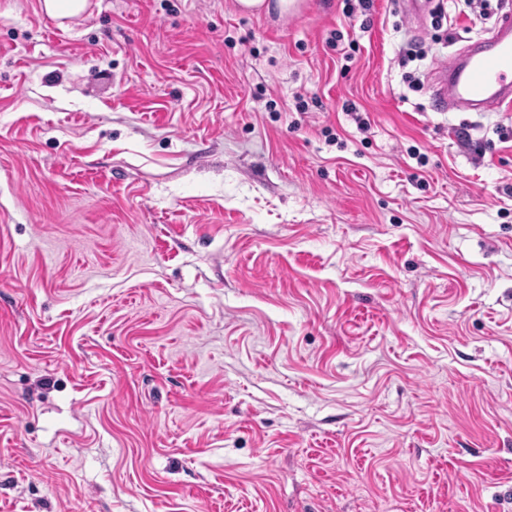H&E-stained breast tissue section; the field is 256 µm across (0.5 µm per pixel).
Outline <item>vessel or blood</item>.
<instances>
[{"mask_svg": "<svg viewBox=\"0 0 512 512\" xmlns=\"http://www.w3.org/2000/svg\"><path fill=\"white\" fill-rule=\"evenodd\" d=\"M437 106L488 112L512 105V14L497 19L492 34L465 46L431 77Z\"/></svg>", "mask_w": 512, "mask_h": 512, "instance_id": "obj_1", "label": "vessel or blood"}]
</instances>
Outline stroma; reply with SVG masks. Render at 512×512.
Wrapping results in <instances>:
<instances>
[{
    "label": "stroma",
    "instance_id": "35a3bbf8",
    "mask_svg": "<svg viewBox=\"0 0 512 512\" xmlns=\"http://www.w3.org/2000/svg\"><path fill=\"white\" fill-rule=\"evenodd\" d=\"M89 3L0 0V512H512V109L430 87L512 0ZM43 10L54 18H69L82 13L87 7V0H44Z\"/></svg>",
    "mask_w": 512,
    "mask_h": 512
}]
</instances>
